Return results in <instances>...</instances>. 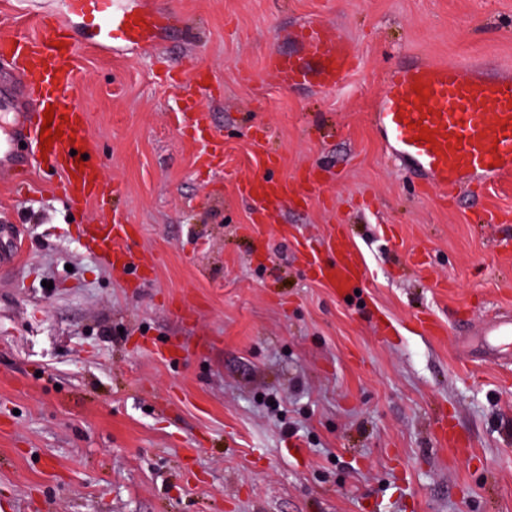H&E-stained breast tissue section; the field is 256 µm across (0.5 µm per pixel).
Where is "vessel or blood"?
I'll use <instances>...</instances> for the list:
<instances>
[{"mask_svg": "<svg viewBox=\"0 0 512 512\" xmlns=\"http://www.w3.org/2000/svg\"><path fill=\"white\" fill-rule=\"evenodd\" d=\"M63 12L94 30L100 44L115 48L152 43L172 25L168 13L125 0H63ZM289 37L296 51L266 59L279 86L338 91L361 67L359 53L335 26L307 21ZM72 52L59 28L34 40L0 37V57L14 65L8 81L0 83V117L9 125L8 136L0 137V173L25 172L38 158H48L59 173L63 196L81 208L103 196L105 186L94 162L88 116L66 101L74 83L67 64ZM50 106L55 109L52 124L63 135L45 149L40 144L43 113ZM370 119L388 154L416 175L418 187L434 188L442 199L456 197L467 184L482 188L512 180V76L494 63L457 66L412 59L392 67ZM423 131L428 139H420ZM181 132L204 141L196 157L199 168L223 171L224 138L214 130L209 113H193ZM264 165L265 174L238 185L253 207L255 224L268 223L288 202L305 199L317 184L310 170L292 179L271 177V169L279 165L275 154H266ZM133 230L116 213L111 223L85 225L83 237L111 271L122 274L137 268L133 254L121 245ZM307 260L319 267L321 281L338 292L351 290L362 273L346 249L328 257L314 250Z\"/></svg>", "mask_w": 512, "mask_h": 512, "instance_id": "1", "label": "vessel or blood"}]
</instances>
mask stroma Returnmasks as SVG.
<instances>
[{
  "mask_svg": "<svg viewBox=\"0 0 512 512\" xmlns=\"http://www.w3.org/2000/svg\"><path fill=\"white\" fill-rule=\"evenodd\" d=\"M142 2L173 17L153 49L70 25L105 199L73 212L50 173L27 191L0 175L22 252L0 275V512H512V340L485 333L512 321V223L484 221L512 213V182L442 206L369 120L398 58L512 71V0ZM58 18L56 0H0V33ZM307 20L363 58L341 91L265 69ZM162 60L206 89L159 83ZM187 106L222 130L223 172L197 168ZM259 131L277 176L321 181L267 226L237 189L263 170ZM116 212L148 277L115 276L79 237ZM337 235L367 273L349 298L300 258Z\"/></svg>",
  "mask_w": 512,
  "mask_h": 512,
  "instance_id": "obj_1",
  "label": "stroma"
}]
</instances>
